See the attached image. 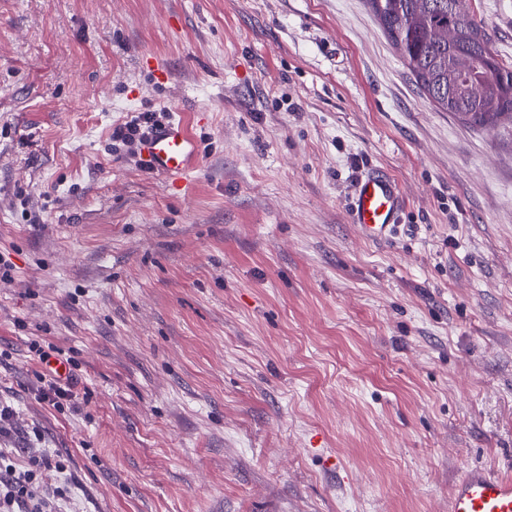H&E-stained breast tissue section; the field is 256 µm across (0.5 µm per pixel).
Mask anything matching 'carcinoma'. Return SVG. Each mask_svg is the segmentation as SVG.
<instances>
[{
	"label": "carcinoma",
	"mask_w": 512,
	"mask_h": 512,
	"mask_svg": "<svg viewBox=\"0 0 512 512\" xmlns=\"http://www.w3.org/2000/svg\"><path fill=\"white\" fill-rule=\"evenodd\" d=\"M416 83L441 112L483 129L512 124V69L472 0H368Z\"/></svg>",
	"instance_id": "cac0c4a2"
}]
</instances>
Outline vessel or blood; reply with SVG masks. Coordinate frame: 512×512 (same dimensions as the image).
<instances>
[{
  "instance_id": "obj_1",
  "label": "vessel or blood",
  "mask_w": 512,
  "mask_h": 512,
  "mask_svg": "<svg viewBox=\"0 0 512 512\" xmlns=\"http://www.w3.org/2000/svg\"><path fill=\"white\" fill-rule=\"evenodd\" d=\"M197 144L184 124L170 121L154 130L142 146L153 171L172 177L185 174L197 155ZM406 200L398 183L374 170L363 175L354 190L350 218L370 240L385 238L398 223ZM448 512H512V479L471 467L450 490Z\"/></svg>"
}]
</instances>
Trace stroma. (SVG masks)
Segmentation results:
<instances>
[{"label": "stroma", "instance_id": "obj_1", "mask_svg": "<svg viewBox=\"0 0 512 512\" xmlns=\"http://www.w3.org/2000/svg\"><path fill=\"white\" fill-rule=\"evenodd\" d=\"M472 6L512 68V0ZM160 110L185 180L112 149ZM371 166L407 199L384 242L349 219ZM0 254V400L70 512H447L465 468L512 477V129L438 111L366 0H0ZM161 125L157 112H138L112 127V141L123 144L142 143L147 134ZM29 350L35 353L41 363L49 366L48 373H36V378L41 384L37 389L38 398L57 410H62L65 406L74 408L80 399V393L77 391L78 376L75 373V370H78V364L71 358H66V363L69 365L66 373V367L61 366L59 369L51 367L52 354L39 342H31Z\"/></svg>", "mask_w": 512, "mask_h": 512}]
</instances>
